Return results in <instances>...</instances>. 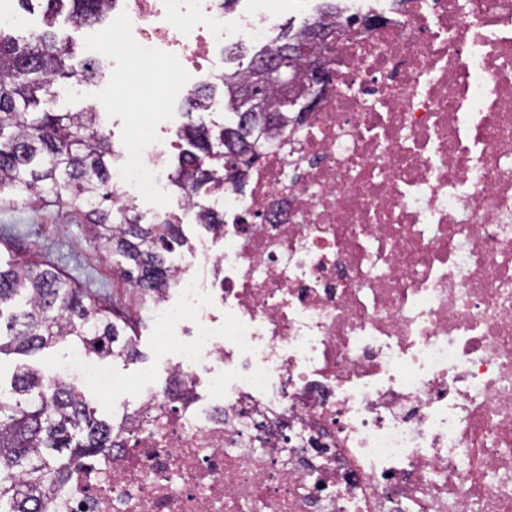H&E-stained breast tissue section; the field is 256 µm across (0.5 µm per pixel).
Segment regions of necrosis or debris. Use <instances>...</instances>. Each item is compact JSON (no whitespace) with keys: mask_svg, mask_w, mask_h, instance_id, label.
<instances>
[{"mask_svg":"<svg viewBox=\"0 0 512 512\" xmlns=\"http://www.w3.org/2000/svg\"><path fill=\"white\" fill-rule=\"evenodd\" d=\"M107 0L109 65L268 47L280 0ZM351 16L369 26H346ZM316 111L240 185L150 301L178 353L142 374L93 469L46 512H512V0H344ZM142 118L112 169L169 204Z\"/></svg>","mask_w":512,"mask_h":512,"instance_id":"4bbe7bcc","label":"necrosis or debris"}]
</instances>
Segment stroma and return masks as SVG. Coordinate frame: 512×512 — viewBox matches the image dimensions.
Segmentation results:
<instances>
[{"mask_svg":"<svg viewBox=\"0 0 512 512\" xmlns=\"http://www.w3.org/2000/svg\"><path fill=\"white\" fill-rule=\"evenodd\" d=\"M70 82L55 86L54 107L61 112H84L98 106L112 105L111 91L96 86L85 87L80 95L70 92ZM17 233L20 245L16 256L48 261L105 302L117 321L127 326V334L139 352L136 359L104 360L112 382L118 388L136 381L145 371L164 377L176 360L175 353L158 342V325L150 310L141 307L137 290L120 275L116 260L95 241L87 224L68 208L46 204L32 210L24 206L0 207V229ZM72 351L60 343L31 356L10 354L0 357V387L9 388L11 377L20 365H27L42 375H50L54 367Z\"/></svg>","mask_w":512,"mask_h":512,"instance_id":"stroma-1","label":"stroma"}]
</instances>
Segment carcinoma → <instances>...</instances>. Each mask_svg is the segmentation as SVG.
I'll use <instances>...</instances> for the list:
<instances>
[{
  "label": "carcinoma",
  "instance_id": "obj_1",
  "mask_svg": "<svg viewBox=\"0 0 512 512\" xmlns=\"http://www.w3.org/2000/svg\"><path fill=\"white\" fill-rule=\"evenodd\" d=\"M103 0H47L46 29L17 38L0 31V204L39 207L52 197L83 215L94 239L117 258L120 274L148 292L166 289L174 276L168 262L180 243L175 216L141 223L129 201L114 209L110 175L112 146L94 112H40L34 108L64 79L90 75L89 59L77 70L70 50L57 45L51 31L62 10L77 23L103 21ZM335 32L317 22L279 35L274 48L261 51L249 65L224 74V98L235 110L233 125L213 131L191 122L181 137L189 149L181 155L173 183L191 196L259 158L261 134L288 123L289 97L307 92L303 80L285 90L266 76L257 81L256 63H284L303 74L313 39ZM207 87L186 102L187 113L204 110L212 97ZM120 336L111 311L55 266L31 260L0 261V355L30 354L69 342L97 359L132 357L130 341ZM112 421L97 415L85 394L68 384L22 367L10 392L0 390V503L10 512H39L55 483L82 462L112 447Z\"/></svg>",
  "mask_w": 512,
  "mask_h": 512
}]
</instances>
